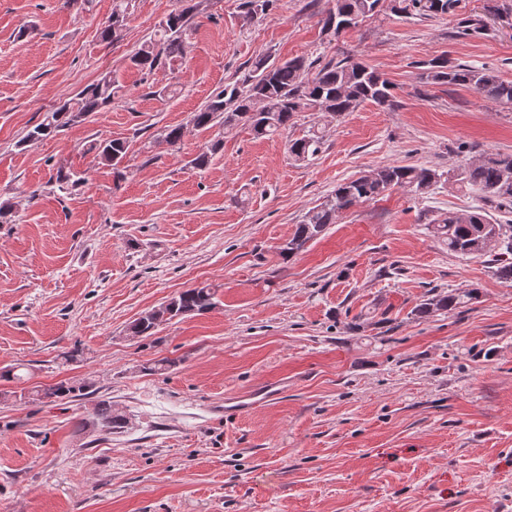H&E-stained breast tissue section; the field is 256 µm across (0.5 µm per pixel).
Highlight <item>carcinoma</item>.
Wrapping results in <instances>:
<instances>
[{"instance_id": "obj_1", "label": "carcinoma", "mask_w": 512, "mask_h": 512, "mask_svg": "<svg viewBox=\"0 0 512 512\" xmlns=\"http://www.w3.org/2000/svg\"><path fill=\"white\" fill-rule=\"evenodd\" d=\"M333 6L323 18V26L336 29L345 23L377 13L381 0H332ZM460 0H392L391 11L416 15L421 18L448 14L458 8ZM130 0H113L111 18L119 27L101 28L100 41L111 44L119 39L120 31L129 17ZM196 0H179V6L159 24L153 37L144 41L131 55V64L141 71L152 73L160 67L174 65L183 60L190 48L193 35L192 19L199 9ZM508 6L500 0H487L485 14L469 15L461 19L455 36L480 34L487 27L485 16H499ZM425 85L471 86L485 99L498 104H512V81H505L488 68L452 63L445 57L434 58L424 64L420 74ZM393 85L363 61L345 57L329 62L317 70L303 57L277 60L270 54L255 56L242 78L212 96L195 112L193 127L204 129L221 122L224 126L247 124L258 136H270L294 123L302 112H318L322 118H336L354 111L369 101L379 106L394 105ZM120 87L105 75L97 83L83 90L74 103H68L47 114L42 122L28 131L26 139H43L63 127L99 112L112 104ZM324 144L319 132L291 141L289 152L297 161L316 156ZM88 150L101 162L120 174L119 166L126 156L127 142L93 141ZM74 173L60 166L53 176L57 189L63 193L77 181ZM442 174L426 166L380 167L370 175H360L336 185L324 201L312 207L296 225L286 246L280 248L281 257L288 261L306 245L319 238L338 214L351 206L374 200L393 187L406 188L416 195H425L441 182ZM460 189L481 194L485 202L506 205L512 209V154H487L476 162L466 163L450 176ZM428 229L448 246V251L461 256H482L492 249L495 273L504 282H512V222H493L481 206L465 212H450L444 218L428 225ZM216 290L208 284L188 288L167 303L147 312L135 321L131 332L135 336L149 337L162 322L186 314H202L215 305ZM479 291L471 288L463 292H429L411 311L426 318L438 312L468 309L477 302ZM86 385L59 381L32 393L30 400L44 398L65 400L85 395ZM96 425L105 435L119 434L125 428L126 416L112 409V402L99 401L90 419L81 423L86 429Z\"/></svg>"}]
</instances>
